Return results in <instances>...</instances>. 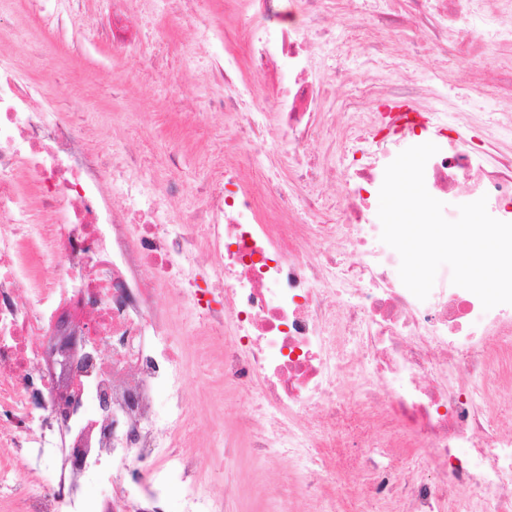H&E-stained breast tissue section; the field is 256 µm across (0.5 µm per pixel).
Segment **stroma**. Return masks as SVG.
I'll return each mask as SVG.
<instances>
[{
  "mask_svg": "<svg viewBox=\"0 0 512 512\" xmlns=\"http://www.w3.org/2000/svg\"><path fill=\"white\" fill-rule=\"evenodd\" d=\"M54 19L55 45L38 37L25 43L0 44V59L12 62L22 79L47 87L59 107L79 104L85 112H112L111 128L98 130L91 145L109 152L114 143L140 149L139 172L149 185L178 179L185 187L178 205L195 208V188L211 171L214 154L210 141L224 129V117L208 112L186 117L177 114L173 100L178 85H185L196 103L205 104L222 94L223 88L204 73L205 63L196 54L187 26L168 29L170 40L184 46V54L165 59L169 78L142 73L134 53H114L101 34L112 17V0H64ZM410 32L406 29L366 27L337 23L336 42L350 53L324 59V66L338 64L355 70L352 48L383 46L398 54L404 68L422 83L440 84L449 112H498L512 101V47L492 45L474 62L442 66L432 55L409 57L403 49ZM182 157L178 170H170L169 153ZM212 487L239 488L245 496L246 512H259L260 494L274 495L288 490V460L273 456L253 467L244 450L225 456L223 465L207 475Z\"/></svg>",
  "mask_w": 512,
  "mask_h": 512,
  "instance_id": "1",
  "label": "stroma"
}]
</instances>
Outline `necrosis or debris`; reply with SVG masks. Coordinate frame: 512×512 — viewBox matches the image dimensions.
I'll list each match as a JSON object with an SVG mask.
<instances>
[{"label":"necrosis or debris","instance_id":"necrosis-or-debris-1","mask_svg":"<svg viewBox=\"0 0 512 512\" xmlns=\"http://www.w3.org/2000/svg\"><path fill=\"white\" fill-rule=\"evenodd\" d=\"M165 2L224 86L207 105L224 115L214 152L239 145L198 187L196 214L169 210L177 184L145 187L134 148L90 146V124L109 114L41 107L47 90L0 64V512H100L106 492L147 498L135 512H232L204 481L214 457L194 451L202 429L222 426L228 391L266 427L225 434V449L292 467L274 512L335 500L340 470L364 475L369 512H512V419L497 413L512 387V305L484 310L447 269L417 299L394 274L400 256L381 241L375 206L386 166L431 142L429 194L486 198L512 223V154L497 149L512 113L462 120L394 55L359 50V93L327 123L312 68L336 25L323 0H224L241 21L237 46L196 0ZM411 2L363 22L415 29L420 56L512 45V0ZM260 79L271 94L259 95ZM366 97L380 109L360 111ZM329 125L337 164L310 149ZM260 155L287 158L293 185L248 178ZM162 292L176 309L156 305ZM173 316L193 324V353L170 345ZM63 321L79 339L60 396L39 361L42 336ZM196 359L219 369L207 414L184 395L189 371L205 373ZM22 462L47 483H20Z\"/></svg>","mask_w":512,"mask_h":512}]
</instances>
